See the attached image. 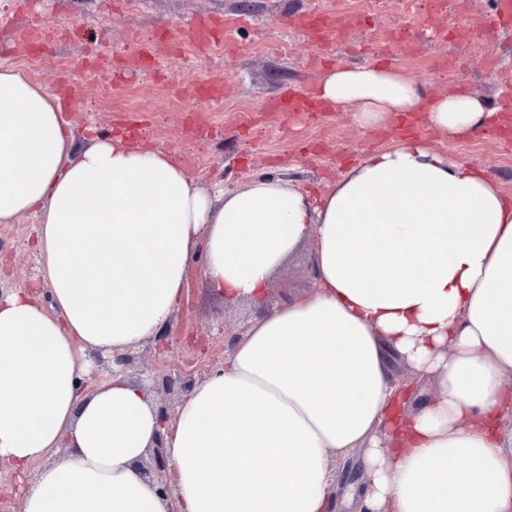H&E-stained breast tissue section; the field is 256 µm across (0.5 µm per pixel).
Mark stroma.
I'll use <instances>...</instances> for the list:
<instances>
[{
    "mask_svg": "<svg viewBox=\"0 0 512 512\" xmlns=\"http://www.w3.org/2000/svg\"><path fill=\"white\" fill-rule=\"evenodd\" d=\"M497 0H0V67L24 73L53 94L70 97L67 112L78 136L113 133L125 115H137V142L169 153L189 175L225 188L274 173L322 192L357 159L387 147L394 126L366 129L344 109L312 121L263 111L278 93L314 92L329 64L386 63L407 72L435 93L465 91L499 102L512 94V31L486 29ZM339 16L366 13L367 28L348 31L321 45L289 26L310 11ZM199 16L224 21L222 43L201 50L182 39ZM448 29L447 40L435 35ZM39 31V59H32L30 28ZM172 33L159 67L139 66V50L159 30ZM220 79L222 102L206 112L208 136L191 137L188 119L200 107L195 87ZM436 151L449 162L481 170L512 196V139L489 132L463 138L432 134ZM36 220L0 224V289L46 291L27 241ZM187 298L167 331L169 346L148 339L132 351L131 380L192 375L202 379L223 364L231 332L242 331L257 313L251 303H229L205 283L201 265L189 274ZM314 287L311 253L300 247L277 271L269 299L283 289Z\"/></svg>",
    "mask_w": 512,
    "mask_h": 512,
    "instance_id": "35a3bbf8",
    "label": "stroma"
}]
</instances>
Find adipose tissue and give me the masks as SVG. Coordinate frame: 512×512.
Returning a JSON list of instances; mask_svg holds the SVG:
<instances>
[{
	"label": "adipose tissue",
	"mask_w": 512,
	"mask_h": 512,
	"mask_svg": "<svg viewBox=\"0 0 512 512\" xmlns=\"http://www.w3.org/2000/svg\"><path fill=\"white\" fill-rule=\"evenodd\" d=\"M317 93L452 138L499 110L380 65ZM73 143L58 98L1 69L0 223L40 217L48 286L0 292V463L38 468L22 512H330L356 453L354 512H512V198L481 171L400 138L318 195L271 175L227 192L119 134ZM303 245L313 292L268 303ZM198 262L266 309L164 419L97 361L163 336ZM159 437L168 497L139 469Z\"/></svg>",
	"instance_id": "1"
}]
</instances>
